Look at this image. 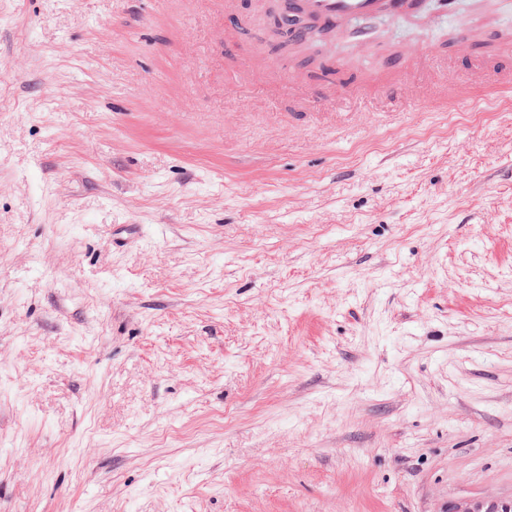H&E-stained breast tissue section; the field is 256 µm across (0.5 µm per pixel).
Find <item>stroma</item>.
<instances>
[{"label": "stroma", "instance_id": "obj_1", "mask_svg": "<svg viewBox=\"0 0 512 512\" xmlns=\"http://www.w3.org/2000/svg\"><path fill=\"white\" fill-rule=\"evenodd\" d=\"M247 15L0 0V512L512 500V101L299 103Z\"/></svg>", "mask_w": 512, "mask_h": 512}]
</instances>
